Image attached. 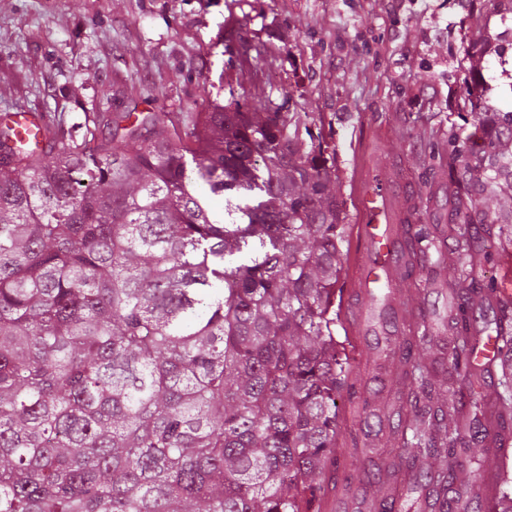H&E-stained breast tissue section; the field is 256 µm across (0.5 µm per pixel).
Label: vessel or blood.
I'll return each mask as SVG.
<instances>
[{"label":"vessel or blood","mask_w":512,"mask_h":512,"mask_svg":"<svg viewBox=\"0 0 512 512\" xmlns=\"http://www.w3.org/2000/svg\"><path fill=\"white\" fill-rule=\"evenodd\" d=\"M6 121L24 143L40 142V123L33 114L17 110ZM374 140V135H367L359 147L358 221L350 233L344 271L343 300L347 303L367 299L373 283L399 265L396 227L405 223L410 210L409 201L393 193L391 175L373 163Z\"/></svg>","instance_id":"1"}]
</instances>
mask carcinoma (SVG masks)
Masks as SVG:
<instances>
[{
  "instance_id": "1",
  "label": "carcinoma",
  "mask_w": 512,
  "mask_h": 512,
  "mask_svg": "<svg viewBox=\"0 0 512 512\" xmlns=\"http://www.w3.org/2000/svg\"><path fill=\"white\" fill-rule=\"evenodd\" d=\"M464 124L448 127V228L399 225L406 278L449 268L459 303L433 336L414 299L372 290L394 335L399 405L336 341L348 243L336 160L299 134L297 112L259 98L213 102L177 125L167 112L100 113L42 146L0 126V512H302L338 471L336 401L367 464L373 512H407L389 470L455 512L448 487L481 486L473 448L512 432V302L496 301L502 391H476L493 297L482 239L512 238V111L484 79L502 36L477 25ZM224 197V211L210 196ZM496 480L497 512L512 492Z\"/></svg>"
}]
</instances>
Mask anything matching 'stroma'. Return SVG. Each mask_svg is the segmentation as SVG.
Listing matches in <instances>:
<instances>
[{
  "label": "stroma",
  "mask_w": 512,
  "mask_h": 512,
  "mask_svg": "<svg viewBox=\"0 0 512 512\" xmlns=\"http://www.w3.org/2000/svg\"><path fill=\"white\" fill-rule=\"evenodd\" d=\"M512 26L497 0H0V113L40 112L83 133L99 112L174 121L245 88L308 115L336 153L355 213L358 147L383 128L425 224L452 218L430 129L454 107L475 30Z\"/></svg>",
  "instance_id": "35a3bbf8"
}]
</instances>
